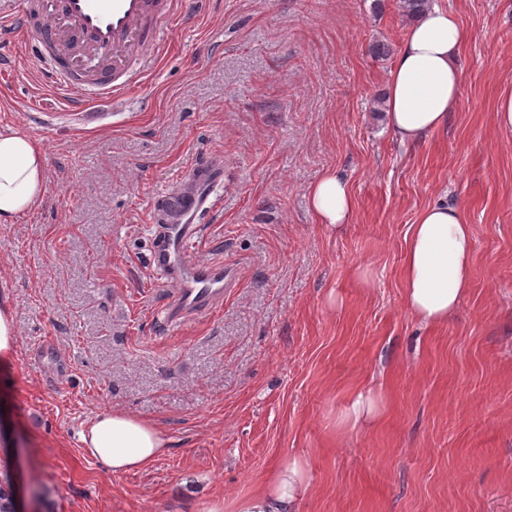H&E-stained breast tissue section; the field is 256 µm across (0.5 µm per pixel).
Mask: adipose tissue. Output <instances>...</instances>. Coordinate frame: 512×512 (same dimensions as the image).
Segmentation results:
<instances>
[{
  "instance_id": "obj_1",
  "label": "adipose tissue",
  "mask_w": 512,
  "mask_h": 512,
  "mask_svg": "<svg viewBox=\"0 0 512 512\" xmlns=\"http://www.w3.org/2000/svg\"><path fill=\"white\" fill-rule=\"evenodd\" d=\"M470 33L452 10L421 11L407 30L392 65L385 96L386 124L405 145L423 143L445 128L457 106L460 58ZM45 157L32 139L0 131V224L43 201ZM317 223H349L355 207L346 179L326 171L309 190ZM474 242L459 208L437 203L422 209L411 224L402 262V288L412 316L442 325L456 313L471 280ZM86 453L106 470L123 474L144 469L165 453L168 440L153 423L121 411L97 414L80 433ZM310 488L309 466L299 457L280 463L237 512H296Z\"/></svg>"
}]
</instances>
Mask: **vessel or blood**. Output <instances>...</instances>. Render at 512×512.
<instances>
[{
  "label": "vessel or blood",
  "instance_id": "1",
  "mask_svg": "<svg viewBox=\"0 0 512 512\" xmlns=\"http://www.w3.org/2000/svg\"><path fill=\"white\" fill-rule=\"evenodd\" d=\"M207 0H42L30 15L17 0L15 16L0 21V43L14 29L26 31L36 52L40 81L63 91L69 111L85 112L94 100H121L153 72L169 45L172 26ZM224 189V160H197L173 187L153 197L151 262L175 288L168 320L221 304L233 271L223 262L195 260L191 253L203 224Z\"/></svg>",
  "mask_w": 512,
  "mask_h": 512
}]
</instances>
